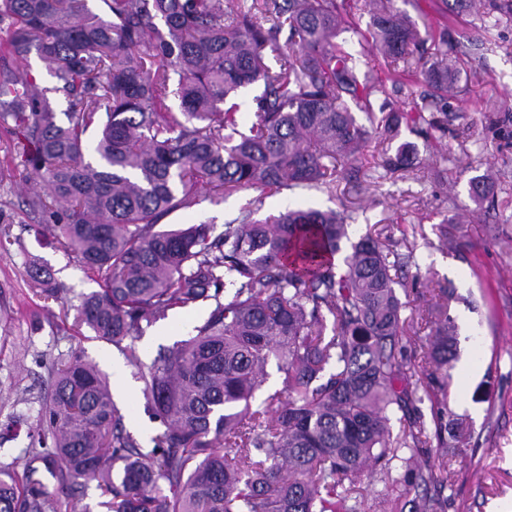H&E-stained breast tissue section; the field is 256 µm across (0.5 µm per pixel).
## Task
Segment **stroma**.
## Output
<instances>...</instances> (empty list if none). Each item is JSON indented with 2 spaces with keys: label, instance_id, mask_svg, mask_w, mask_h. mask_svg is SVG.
<instances>
[{
  "label": "stroma",
  "instance_id": "1",
  "mask_svg": "<svg viewBox=\"0 0 512 512\" xmlns=\"http://www.w3.org/2000/svg\"><path fill=\"white\" fill-rule=\"evenodd\" d=\"M393 6L421 27L447 20L450 29L473 44L471 76L448 99L449 111L458 115L453 132L439 142L406 127L400 132V141L414 143L418 151L413 173L404 178L385 174L371 147L361 159L363 187L340 178L332 194L314 188L277 193L248 188L218 205L199 199L166 216L161 225L221 227L258 197L265 216L344 204L352 215L351 240L379 232L394 249L413 245L418 267L410 271L402 296L409 314L427 313L433 292L449 287L454 292L451 318H467L466 326L456 330L459 358L449 372L447 401L469 425L471 436L453 465L440 512H500L512 506V23L494 27L472 16L446 18L441 0H393ZM491 112L506 118L501 133L486 126ZM442 151L458 164L447 182L439 183L434 171L442 164ZM490 171L499 176L493 219L469 195L470 179ZM21 188L18 181L0 186V213L9 221L11 239L0 248V304L13 311L11 319L0 321V422L17 411L34 423L41 379L60 355L75 351L104 374L121 370L127 390L113 398L127 427L151 447L159 424L147 411L137 367L112 344L93 337L74 340L65 331L62 305L44 302L29 287L24 266L33 258L52 266L58 282L73 293H88L97 285L54 248L50 235L30 228ZM207 315V307L192 305L146 329L135 342L142 362L151 363L160 349L188 339Z\"/></svg>",
  "mask_w": 512,
  "mask_h": 512
}]
</instances>
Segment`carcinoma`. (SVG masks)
<instances>
[{"mask_svg": "<svg viewBox=\"0 0 512 512\" xmlns=\"http://www.w3.org/2000/svg\"><path fill=\"white\" fill-rule=\"evenodd\" d=\"M443 2L451 15L512 20V0ZM102 3L95 13L87 0H0V132L11 136L0 182L22 174L29 221L98 284L73 306L72 330L124 347L161 431L144 450L106 376L77 354L58 360L23 473L0 468V512H70L66 490L81 480L97 482L108 512H364L355 494L365 475L397 492L384 498L389 512L411 494L414 512H437L428 487L448 482L463 436L438 399L456 337L450 318L438 323L420 386L398 275L418 266L414 248L398 253L367 234L337 264L347 210L262 217L259 198L220 234L158 225L202 190L219 202L243 188L328 189L336 164L357 162L374 138L386 171L415 168L414 146L392 141L404 124L448 132L467 47L446 27L420 32L391 0H365L366 34L348 20L350 0ZM343 30L371 39L393 70L415 67L426 103L373 111L374 85L337 41ZM427 40L432 55L417 54ZM33 52L54 87L28 68ZM255 84L244 131L236 99ZM51 92L68 99V123ZM469 195L495 211L487 178L472 179ZM26 276L61 300L48 264L27 262ZM197 303L211 311L194 335L142 367L135 337ZM273 360L281 389L257 405ZM426 400L432 433L414 406ZM434 440L445 449L436 472L418 462ZM47 459L59 493L36 466Z\"/></svg>", "mask_w": 512, "mask_h": 512, "instance_id": "1", "label": "carcinoma"}]
</instances>
